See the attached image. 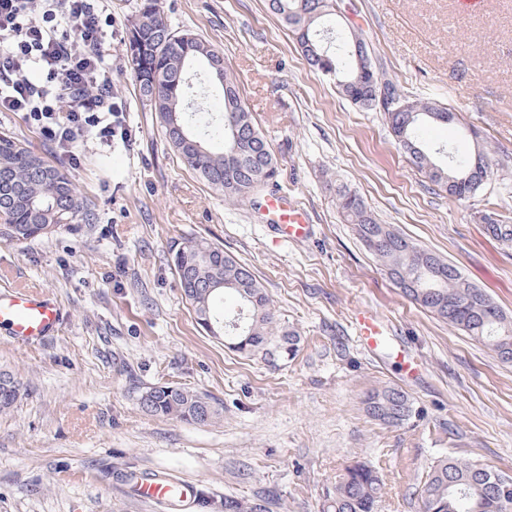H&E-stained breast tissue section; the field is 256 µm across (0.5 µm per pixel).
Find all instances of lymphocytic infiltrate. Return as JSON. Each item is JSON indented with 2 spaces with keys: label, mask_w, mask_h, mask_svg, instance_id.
Instances as JSON below:
<instances>
[{
  "label": "lymphocytic infiltrate",
  "mask_w": 512,
  "mask_h": 512,
  "mask_svg": "<svg viewBox=\"0 0 512 512\" xmlns=\"http://www.w3.org/2000/svg\"><path fill=\"white\" fill-rule=\"evenodd\" d=\"M109 0H0V112H20L60 154L129 140L104 49ZM37 71L41 80L29 79Z\"/></svg>",
  "instance_id": "f902f5d3"
}]
</instances>
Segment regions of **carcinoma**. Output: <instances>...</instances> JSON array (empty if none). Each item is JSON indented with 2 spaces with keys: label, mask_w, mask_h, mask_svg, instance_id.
<instances>
[{
  "label": "carcinoma",
  "mask_w": 512,
  "mask_h": 512,
  "mask_svg": "<svg viewBox=\"0 0 512 512\" xmlns=\"http://www.w3.org/2000/svg\"><path fill=\"white\" fill-rule=\"evenodd\" d=\"M269 8L291 28L311 69L336 79L339 93L352 104L378 111L379 85L407 103L403 111L385 113L398 147L412 165L454 201L474 197L490 173V150L478 144L470 157L448 165L436 152L423 147L420 128L425 123H448V108L435 101L413 98L388 79L373 63L363 33L341 27L336 0H269ZM125 51L143 109L160 120L165 137L184 163L210 188L231 204L252 205L277 174L270 145L241 100L236 76L224 70L222 108L185 117L184 100L194 92L205 95V83H186V73L198 66L206 72L208 58L220 55L209 43L190 32L176 31L168 22L162 0H137L127 19ZM336 203L391 281L409 300L428 309L449 326L490 346L512 362V317L469 282L438 254L421 248L391 225L378 222L364 200L344 186L336 187ZM91 209L80 199L68 173L30 150L8 133H0V235L24 242L44 237V226L59 230L67 224L89 221ZM486 230L512 245V224L485 218ZM172 262L182 297L192 307L196 323L209 330L224 320L221 336L228 348L249 356L259 355L273 366L295 356L299 336L274 327L271 299L263 284L245 263L205 238L185 237L175 244ZM224 280V291L243 302V312L215 311L221 290L213 283ZM24 384L11 372L0 371V412L12 408L24 394ZM140 408L151 415L206 424L219 418L211 400L195 391L169 383L144 388L137 396ZM371 418L398 426L413 415L408 395L397 387L368 394ZM491 488L483 467L458 459L439 460L422 487L423 512H512V489ZM383 481L372 466L348 467L323 500L322 512H376ZM209 512H269L264 499L234 496L208 500Z\"/></svg>",
  "instance_id": "carcinoma-1"
}]
</instances>
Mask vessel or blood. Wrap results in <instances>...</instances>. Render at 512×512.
<instances>
[{"instance_id":"vessel-or-blood-1","label":"vessel or blood","mask_w":512,"mask_h":512,"mask_svg":"<svg viewBox=\"0 0 512 512\" xmlns=\"http://www.w3.org/2000/svg\"><path fill=\"white\" fill-rule=\"evenodd\" d=\"M269 206L279 213V229L286 240L307 238L310 226L302 208L288 196L270 200ZM61 311L49 296L23 288L0 290V332L18 343H32L51 336L58 330ZM357 339L364 348L374 349L381 343L385 327L373 313L360 312L356 318ZM139 496L146 501L168 504L172 512H198L203 490L193 483L172 485L155 477H142L136 483Z\"/></svg>"}]
</instances>
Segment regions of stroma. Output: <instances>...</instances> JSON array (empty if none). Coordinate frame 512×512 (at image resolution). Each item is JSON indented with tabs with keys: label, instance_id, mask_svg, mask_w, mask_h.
I'll return each mask as SVG.
<instances>
[{
	"label": "stroma",
	"instance_id": "obj_1",
	"mask_svg": "<svg viewBox=\"0 0 512 512\" xmlns=\"http://www.w3.org/2000/svg\"><path fill=\"white\" fill-rule=\"evenodd\" d=\"M136 0H112V92L129 141L79 140V162L53 149L18 112L8 132L62 166L95 219L51 237L0 236V289L49 293L63 313L29 345L0 335V370L27 391L0 413V512H169L135 496L132 473L193 480L217 495L271 501L270 512H319L346 466L376 468L377 512H422L421 488L445 457L512 476V363L405 298L336 208L329 182L347 185L376 217L456 265L512 316V247L485 217L512 224V0H485L466 17L456 0H338L365 34L377 67L410 96L453 108V124L423 126V143L491 150V174L456 202L415 169L382 113L343 99L312 71L267 0H163L173 28L224 55L266 136L278 176L266 195L304 207L311 236L284 241L261 206H231L202 183L144 111L124 52ZM223 244L247 263L301 342L273 367L208 336L182 298L171 263L181 238ZM387 326L366 351L359 311ZM190 387L221 408L206 425L152 416L137 404L157 383ZM405 391L404 425L380 424L366 395Z\"/></svg>",
	"mask_w": 512,
	"mask_h": 512
}]
</instances>
